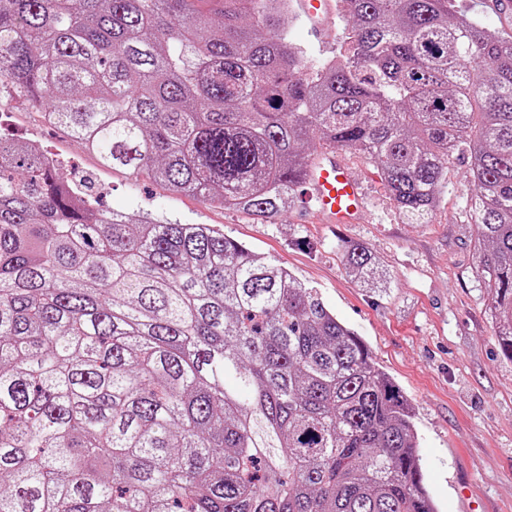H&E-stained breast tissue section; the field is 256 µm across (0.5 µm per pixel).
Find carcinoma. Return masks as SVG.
<instances>
[{
	"label": "carcinoma",
	"mask_w": 512,
	"mask_h": 512,
	"mask_svg": "<svg viewBox=\"0 0 512 512\" xmlns=\"http://www.w3.org/2000/svg\"><path fill=\"white\" fill-rule=\"evenodd\" d=\"M290 2L0 0V86L103 166L263 223L318 145L371 161L407 224L468 155L473 271L512 362V34L455 0H343L346 51L309 64ZM86 184L0 139V512H437L406 397L314 288Z\"/></svg>",
	"instance_id": "carcinoma-1"
}]
</instances>
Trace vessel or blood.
Returning a JSON list of instances; mask_svg holds the SVG:
<instances>
[{
  "instance_id": "b4317fda",
  "label": "vessel or blood",
  "mask_w": 512,
  "mask_h": 512,
  "mask_svg": "<svg viewBox=\"0 0 512 512\" xmlns=\"http://www.w3.org/2000/svg\"><path fill=\"white\" fill-rule=\"evenodd\" d=\"M309 33L320 41L328 40L336 0H300ZM304 185L317 212L331 224L358 223L364 209L365 193L360 180L350 171L341 152L325 155L311 163Z\"/></svg>"
}]
</instances>
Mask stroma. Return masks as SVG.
I'll return each instance as SVG.
<instances>
[{
    "mask_svg": "<svg viewBox=\"0 0 512 512\" xmlns=\"http://www.w3.org/2000/svg\"><path fill=\"white\" fill-rule=\"evenodd\" d=\"M333 30L321 46L301 12L288 23L290 41L311 60L343 52V15H336ZM0 134L39 144L62 170L78 169L107 207L210 225L317 288L408 399L425 484L438 512H512V363L498 353L484 291L472 272L466 161L449 166L448 189L429 224L403 223L378 170L350 151L345 158L366 190L360 223H323L300 201L262 224L101 166L80 141L42 124L26 100L15 97L0 106ZM347 241L363 242L375 253L391 277L386 293L366 292L345 273L339 248Z\"/></svg>",
    "mask_w": 512,
    "mask_h": 512,
    "instance_id": "obj_1",
    "label": "stroma"
}]
</instances>
